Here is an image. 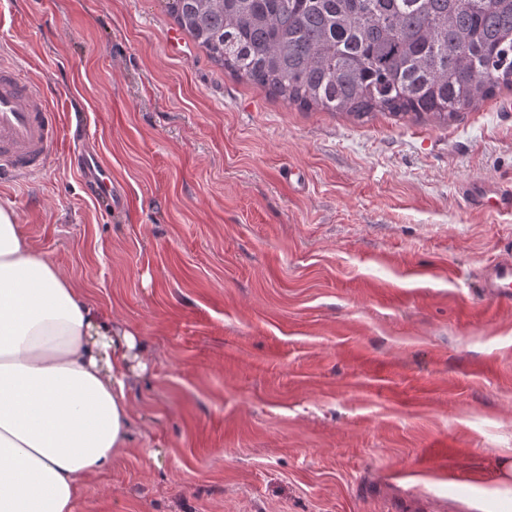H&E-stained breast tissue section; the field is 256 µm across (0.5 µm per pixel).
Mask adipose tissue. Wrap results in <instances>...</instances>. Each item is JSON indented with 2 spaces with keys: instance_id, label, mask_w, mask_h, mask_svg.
Instances as JSON below:
<instances>
[{
  "instance_id": "1",
  "label": "adipose tissue",
  "mask_w": 512,
  "mask_h": 512,
  "mask_svg": "<svg viewBox=\"0 0 512 512\" xmlns=\"http://www.w3.org/2000/svg\"><path fill=\"white\" fill-rule=\"evenodd\" d=\"M134 327L87 299L0 205V512H74L125 448L147 370Z\"/></svg>"
}]
</instances>
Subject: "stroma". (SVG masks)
<instances>
[{
    "mask_svg": "<svg viewBox=\"0 0 512 512\" xmlns=\"http://www.w3.org/2000/svg\"><path fill=\"white\" fill-rule=\"evenodd\" d=\"M166 0H0V46L60 113L0 184L34 249L150 358L128 443L76 512H512V90L442 122L302 110ZM99 157V203L70 154ZM78 164L86 168V170H93L96 175L94 182L97 189L96 197L101 200H111L117 198V187L112 183V177L106 176L105 171L98 159L92 160L89 158H82L78 160ZM489 194L492 196L488 197ZM465 195L470 204L475 207L512 211V185L489 189L482 186H469L465 190ZM482 288L493 298H509L512 288V258L501 259L491 265L482 278Z\"/></svg>",
    "mask_w": 512,
    "mask_h": 512,
    "instance_id": "stroma-1",
    "label": "stroma"
}]
</instances>
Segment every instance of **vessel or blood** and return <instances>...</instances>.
Here are the masks:
<instances>
[{
    "label": "vessel or blood",
    "mask_w": 512,
    "mask_h": 512,
    "mask_svg": "<svg viewBox=\"0 0 512 512\" xmlns=\"http://www.w3.org/2000/svg\"><path fill=\"white\" fill-rule=\"evenodd\" d=\"M61 135L57 112L50 106L39 83L29 78L18 61L0 56V180L19 179L41 173L51 163ZM86 170L96 175V196L112 200L117 187L106 176L100 161L82 159ZM475 207L512 211V185L470 186L465 190ZM482 286L493 298L512 296V258L498 260L482 278Z\"/></svg>",
    "instance_id": "b4317fda"
}]
</instances>
